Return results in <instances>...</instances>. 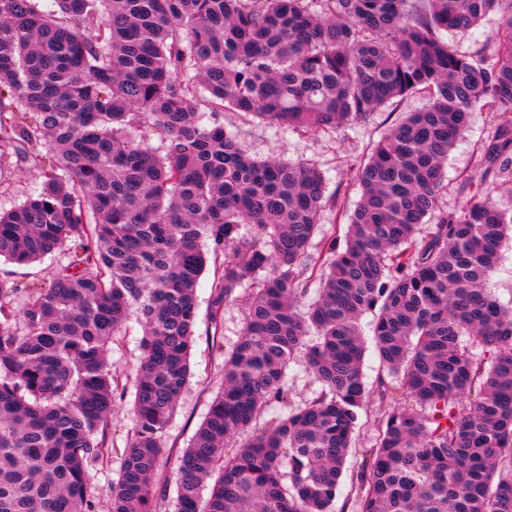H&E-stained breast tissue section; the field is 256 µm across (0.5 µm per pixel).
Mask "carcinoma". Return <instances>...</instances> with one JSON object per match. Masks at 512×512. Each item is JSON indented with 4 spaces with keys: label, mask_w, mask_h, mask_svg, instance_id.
Returning <instances> with one entry per match:
<instances>
[{
    "label": "carcinoma",
    "mask_w": 512,
    "mask_h": 512,
    "mask_svg": "<svg viewBox=\"0 0 512 512\" xmlns=\"http://www.w3.org/2000/svg\"><path fill=\"white\" fill-rule=\"evenodd\" d=\"M49 2L0 0V154L25 163L49 147L37 190L0 213V258L68 251L17 311L0 278V512H96L87 464L107 443L109 354L133 311L134 428L108 497L110 512H159L161 437L209 255L224 260L212 323L256 286L224 385L176 460L175 512H335L373 393L391 410L356 474V512H512V308L488 288L512 241V204L494 198L512 187V0ZM490 12L493 48L444 40ZM414 92L426 107L356 168L342 245L323 236L338 192L319 168L256 159L204 123L233 111L319 132ZM478 107L496 117L480 172L440 212L448 152ZM145 127L159 147L138 139ZM297 361L319 389L235 444L288 403ZM371 316H366L362 319V330L367 338V346L368 349L366 351L364 365H363V373L365 377V382L369 388H374L376 384V379L378 374L381 372L382 367H380L379 360L375 355L372 345H371V328H370Z\"/></svg>",
    "instance_id": "obj_1"
}]
</instances>
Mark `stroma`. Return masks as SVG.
Returning <instances> with one entry per match:
<instances>
[{"mask_svg": "<svg viewBox=\"0 0 512 512\" xmlns=\"http://www.w3.org/2000/svg\"><path fill=\"white\" fill-rule=\"evenodd\" d=\"M425 103L423 95H411L399 104L381 108L366 122L315 135L234 112L223 113L220 121L227 131L238 134L245 148L258 158L308 162L320 168L326 177L328 189L340 192L339 210H326L322 216L324 233L340 238L346 230L342 213L353 210L359 200L353 180L356 167L370 155L383 133L401 119L403 113L419 110ZM494 125L495 119L491 113L474 112L468 128L445 163L448 190L440 196L439 208L449 211L463 203L464 198L456 188L464 179L475 175L481 149L490 138ZM39 182L38 164L31 161L23 165L11 155L0 156V211L10 210L24 202ZM66 261L67 254L63 251L51 253L41 261L26 266L1 261L0 277L11 278L20 289L19 295L13 298L14 306L22 305L23 289L48 283L57 267ZM223 273V265L207 264L196 288L198 318L190 376L180 404L162 434V458L156 477L158 491L165 494L162 502L165 512H172L177 496L175 460L205 419L210 403L224 381V357L240 339L244 325L246 300L251 292L247 284L239 288L235 299L225 305L220 326H213L211 322L209 296L213 284L221 279ZM141 337L137 316H130L110 354L112 372L119 387L112 406L108 452L88 465L91 492L99 503V512H108L106 490L120 470L134 426L131 407L141 356ZM385 409V404L374 398L361 413L355 446L347 458L345 476L336 499V512H352L346 505L353 496L352 479L362 461V449L369 447L373 440L374 423Z\"/></svg>", "mask_w": 512, "mask_h": 512, "instance_id": "stroma-1", "label": "stroma"}]
</instances>
